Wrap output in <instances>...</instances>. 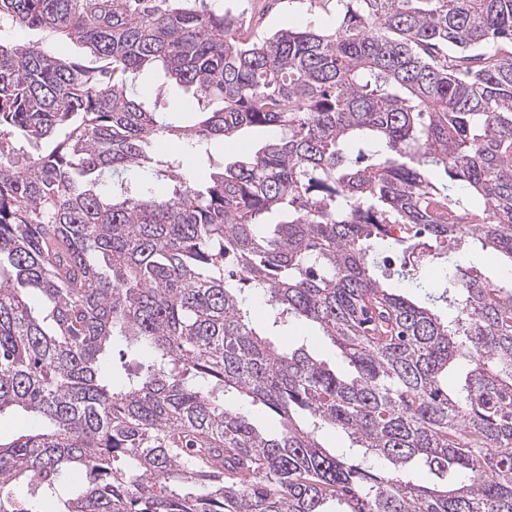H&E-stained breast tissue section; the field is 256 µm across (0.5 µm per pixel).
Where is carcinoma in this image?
Returning <instances> with one entry per match:
<instances>
[{
	"label": "carcinoma",
	"mask_w": 512,
	"mask_h": 512,
	"mask_svg": "<svg viewBox=\"0 0 512 512\" xmlns=\"http://www.w3.org/2000/svg\"><path fill=\"white\" fill-rule=\"evenodd\" d=\"M336 6L252 40L212 0H0L101 62L0 40V414L37 421L0 440V512H512V282L455 259L512 265V0ZM244 128L280 135L204 160ZM247 290L350 371L260 333ZM116 336L146 353L119 378ZM473 262L480 270L482 279L493 283H507L508 279H512L508 261L503 257H496L491 250L479 252L473 257Z\"/></svg>",
	"instance_id": "cac0c4a2"
}]
</instances>
